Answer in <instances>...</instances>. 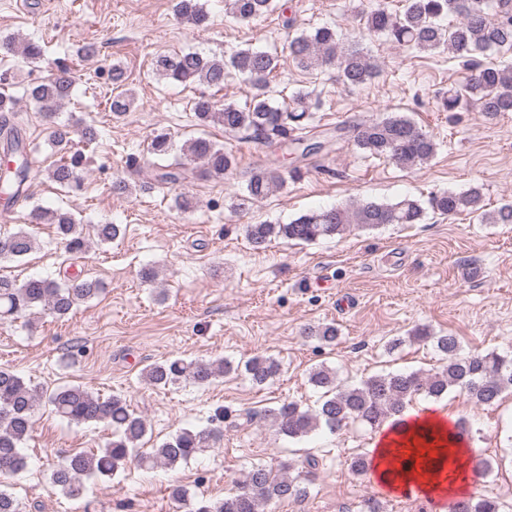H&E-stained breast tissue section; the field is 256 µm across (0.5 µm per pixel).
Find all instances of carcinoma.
I'll list each match as a JSON object with an SVG mask.
<instances>
[{"label": "carcinoma", "instance_id": "1", "mask_svg": "<svg viewBox=\"0 0 512 512\" xmlns=\"http://www.w3.org/2000/svg\"><path fill=\"white\" fill-rule=\"evenodd\" d=\"M495 14L485 9L486 0H404L403 12L394 15L382 7L361 16L367 31L385 36L390 41L417 52L448 51L454 58L474 60L475 55L491 49L512 48V0H495ZM227 10L237 21L258 19L274 10V0H226ZM175 10L186 23L205 28L209 13L201 0H176ZM453 15L456 22L443 27L437 20ZM288 56L297 68L308 73L334 67L337 80L346 87H358L370 82L378 69L365 51L355 44L346 45L336 30L329 26L310 32L301 31L288 42ZM279 56L267 50L247 47L234 49L224 56H204L197 52L160 55L155 58V73L172 83L200 82L221 88L225 78L235 73L249 82L250 101L241 106L226 102L222 107L209 97L201 96L193 105L199 126L218 125L228 134L276 152L288 145L306 156L322 148L320 143H308L316 129L310 93L298 90L290 100L279 102L271 87V78L279 69ZM110 111L120 119L135 104V96L127 88L124 70L112 66ZM75 78L71 69L61 67L45 82L32 87L29 96L40 106L44 116L55 117L61 103L70 96ZM447 112L476 108L490 118L512 112V67L494 64H473L472 74L465 84L451 87L441 99ZM355 146L364 153L386 157L402 168L428 162L436 153V142L429 132L401 112H389L379 120H362L354 125ZM148 153L154 161L136 170L139 178H117L112 181V194L129 197L136 187L171 188L188 178L186 161H200L201 177L221 178L237 168L234 155L208 138L186 141L181 154L174 153L171 133L162 130L151 138ZM6 167L0 170V202L11 208L28 198L30 183L43 172L40 162L14 129L3 143ZM83 154L75 152L61 158L48 169V177L64 187L79 186L77 169ZM241 192L232 207L243 211L283 190L287 178L297 179V168L284 173L278 160L271 164L240 172ZM442 216L466 213L481 224H512V204L496 209L484 208L480 190L473 187L463 192H442L429 197L427 204L412 198L395 203H380L352 199L348 203L325 210L300 215L287 224L261 222L245 225V235L253 249L263 250L275 239L313 242L321 237L344 234L356 224L376 229L390 224H420L426 209ZM37 219L53 224L66 253L81 254L89 247L84 225L67 211L36 209ZM95 236L102 243L119 237L118 224H98ZM37 245L34 235L20 227L0 236V260L21 259ZM98 281L72 277L57 281L49 277H31L21 284L0 279V319L48 312L63 318L75 305L96 297ZM308 336L330 345L336 342L338 330L332 324L309 329ZM431 342L443 357V365L425 373L388 372L372 375L357 384L343 385L335 370L325 365L314 367L309 382L321 392L318 408L303 410L294 401H284L266 408L261 417L270 422L276 432L290 439L309 436L326 427L334 432L350 423L359 422L379 427L403 414L406 405L424 395L436 399L451 389L463 392L468 400L481 407L496 405L507 391H512V356L497 352L484 355L460 354L457 336L446 333L433 336L418 328L409 338L397 337L388 342L394 350L406 340ZM242 371L256 385L272 380L279 372V363L271 357L256 356L232 364L216 361H186L167 359L151 365L145 380L155 387L174 385L189 379L207 385L231 371ZM61 419L77 425L103 422L112 427V440L93 451L66 456L51 472L50 483L62 493L78 499L84 490L83 480L110 477L129 463L151 471L159 466L173 468L186 463L199 452L216 445L223 436L219 427L179 430L159 446L149 450L139 448L148 431L146 419L130 411L125 398L114 395L103 399L79 385H67L43 396L36 388L7 368L0 367V475L12 477L27 468L22 445L34 429V414L42 399ZM319 466L314 455L301 460V466L281 464L278 467L257 464L236 481L235 490L219 501L191 502L188 491L180 485L171 488L175 500L190 506V512H260L271 502L298 500L307 495L302 486L305 477ZM453 512H501V503L481 494L456 501Z\"/></svg>", "mask_w": 512, "mask_h": 512}]
</instances>
